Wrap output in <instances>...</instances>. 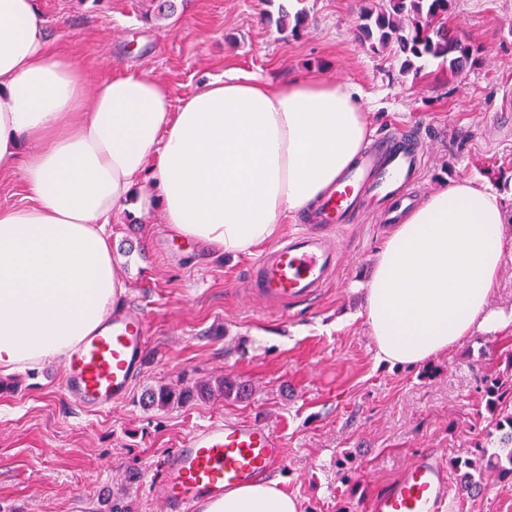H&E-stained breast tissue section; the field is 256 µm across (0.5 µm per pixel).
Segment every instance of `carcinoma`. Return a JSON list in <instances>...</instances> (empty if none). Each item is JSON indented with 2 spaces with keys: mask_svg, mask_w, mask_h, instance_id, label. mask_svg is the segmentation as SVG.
I'll return each mask as SVG.
<instances>
[{
  "mask_svg": "<svg viewBox=\"0 0 512 512\" xmlns=\"http://www.w3.org/2000/svg\"><path fill=\"white\" fill-rule=\"evenodd\" d=\"M456 3L457 0H376L362 13L360 31L373 50L396 45L403 55L404 73L419 72L420 62L428 59H440L448 63L450 71L458 73L476 61L479 47L455 36L448 28ZM216 393L242 399L248 395V388L228 378L180 391L161 385L149 390L147 399L149 404L165 408L193 396L210 398ZM485 395L486 434L465 455L452 460L461 487L468 493H481L489 472L503 485H512V354L506 357L503 371L486 375Z\"/></svg>",
  "mask_w": 512,
  "mask_h": 512,
  "instance_id": "obj_1",
  "label": "carcinoma"
}]
</instances>
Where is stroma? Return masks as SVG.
Returning a JSON list of instances; mask_svg holds the SVG:
<instances>
[{"label": "stroma", "mask_w": 512, "mask_h": 512, "mask_svg": "<svg viewBox=\"0 0 512 512\" xmlns=\"http://www.w3.org/2000/svg\"><path fill=\"white\" fill-rule=\"evenodd\" d=\"M369 3L175 0L160 17L149 0H38L47 38L91 75L141 71L178 99L231 68L280 85H357L374 133L417 128L419 198L447 182L487 183L512 225V127L497 119L512 91V0H458L448 26L479 46L478 61L454 74L431 59L416 75L401 72L394 49L361 43ZM284 9L305 12L298 33L280 30ZM388 233L372 217L342 225L337 274L287 316L247 296L250 257L174 240L158 209L120 214L111 239L122 301L146 308L151 331L143 374L123 404L87 412L65 396L62 363L14 371L16 389L0 392V512H161L148 484L164 455L216 417L274 428L286 448L278 484L303 512H362L420 451L462 455L487 424L482 377L512 352V329L469 337L424 370L378 361L361 285ZM224 377L249 397L162 410L143 401L162 384ZM452 497L455 512H512V487L494 479L479 497L453 484Z\"/></svg>", "instance_id": "1"}]
</instances>
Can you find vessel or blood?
<instances>
[{
	"instance_id": "vessel-or-blood-1",
	"label": "vessel or blood",
	"mask_w": 512,
	"mask_h": 512,
	"mask_svg": "<svg viewBox=\"0 0 512 512\" xmlns=\"http://www.w3.org/2000/svg\"><path fill=\"white\" fill-rule=\"evenodd\" d=\"M422 158L414 129L377 136L323 197L313 222L326 226L351 223L364 203L378 198L392 202L383 223L399 222L414 202L410 186ZM338 263L327 237L304 227L253 265V291L264 301L309 303L335 274ZM148 342L149 321L144 308L133 306L113 313L67 357L66 394L87 411L124 403L143 372ZM285 461L281 439L265 423L214 419L193 429L183 445L166 456L152 492L165 512H193L204 499L223 496L243 484L273 479ZM364 509L453 512L446 455L435 450L419 453L368 499Z\"/></svg>"
}]
</instances>
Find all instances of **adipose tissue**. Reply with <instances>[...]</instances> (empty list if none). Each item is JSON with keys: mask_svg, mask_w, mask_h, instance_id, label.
<instances>
[{"mask_svg": "<svg viewBox=\"0 0 512 512\" xmlns=\"http://www.w3.org/2000/svg\"><path fill=\"white\" fill-rule=\"evenodd\" d=\"M36 0H0V173L21 168L27 204L0 208V373L60 361L126 291L108 226L159 207L168 230L236 258L270 242L354 164L369 135L362 91L235 72L174 98L127 71L89 83L56 53ZM512 225L501 196L444 185L378 249L363 316L379 360L414 368L477 332L512 327L491 296ZM200 512H303L277 483H251Z\"/></svg>", "mask_w": 512, "mask_h": 512, "instance_id": "obj_1", "label": "adipose tissue"}]
</instances>
